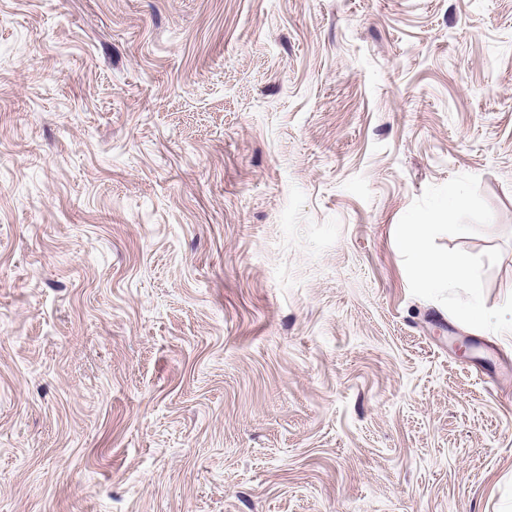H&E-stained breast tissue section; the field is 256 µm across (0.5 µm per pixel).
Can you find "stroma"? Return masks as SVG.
<instances>
[{"instance_id":"35a3bbf8","label":"stroma","mask_w":512,"mask_h":512,"mask_svg":"<svg viewBox=\"0 0 512 512\" xmlns=\"http://www.w3.org/2000/svg\"><path fill=\"white\" fill-rule=\"evenodd\" d=\"M479 179L512 0H0V512H512V331L395 242Z\"/></svg>"}]
</instances>
